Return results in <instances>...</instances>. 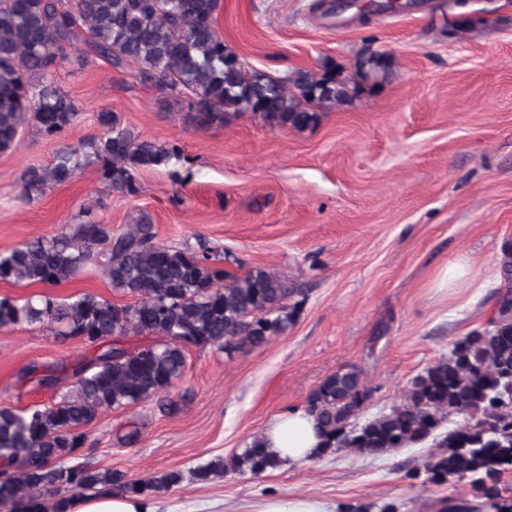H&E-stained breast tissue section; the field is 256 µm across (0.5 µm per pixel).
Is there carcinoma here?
<instances>
[{"instance_id": "1", "label": "carcinoma", "mask_w": 512, "mask_h": 512, "mask_svg": "<svg viewBox=\"0 0 512 512\" xmlns=\"http://www.w3.org/2000/svg\"><path fill=\"white\" fill-rule=\"evenodd\" d=\"M220 0H0V152L10 149L19 129L32 121L53 135L82 113L49 80L50 69L68 47L83 42L87 57L139 79L167 95L191 96L188 106L200 127L220 124L229 114L251 112L267 124L304 130L320 111L343 106L386 80L393 59L373 55L357 63L359 79L328 69L298 70L286 78L248 69L215 29ZM99 138L82 147L101 162L102 179L116 192H137L135 169L166 166L180 159L176 145L155 144L123 126L109 111L98 112ZM76 152L62 150L48 167L23 175L27 196L71 180ZM110 251L112 288L139 298L118 305L90 293L57 301L47 295L24 301L0 298V328L61 324L54 334L86 338L94 345L115 341L76 365L73 382L51 405L16 411L0 406V512H46L45 493L117 486L151 496L182 480L179 472L132 480L120 472L75 462L84 444L82 428L104 409L143 403L171 388L184 374L187 343L233 350L259 347L293 325L297 306L280 277L263 269L237 276L212 262L213 250L159 245L147 224L120 234L89 221L72 234L41 237L0 253V280L55 285L77 277L94 258L93 247ZM501 290L494 316L473 330L448 355L418 375L399 404L364 424L355 423L371 389L354 366L327 377L311 394L321 454L351 448L377 455L433 438L435 451L422 468L407 473L442 485L470 479L471 498L443 500L442 512H512V497L500 483L512 471V242L501 249ZM155 335L158 342L126 349L118 338ZM464 423L438 432L451 415ZM282 466L258 441L193 471L199 480L218 473L258 475Z\"/></svg>"}]
</instances>
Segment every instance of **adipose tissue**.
<instances>
[{
    "label": "adipose tissue",
    "instance_id": "adipose-tissue-1",
    "mask_svg": "<svg viewBox=\"0 0 512 512\" xmlns=\"http://www.w3.org/2000/svg\"><path fill=\"white\" fill-rule=\"evenodd\" d=\"M266 452L291 466L304 462L321 443L315 417L303 408H292L278 416L261 434ZM73 512H156L143 497L104 494L75 502Z\"/></svg>",
    "mask_w": 512,
    "mask_h": 512
}]
</instances>
